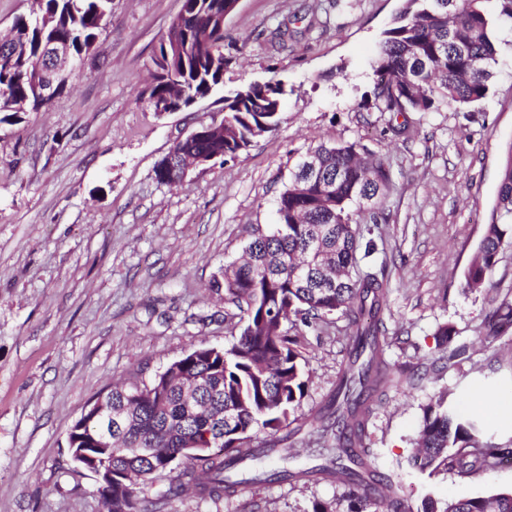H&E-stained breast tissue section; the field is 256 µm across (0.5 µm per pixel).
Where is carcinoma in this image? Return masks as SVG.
<instances>
[{"label":"carcinoma","instance_id":"carcinoma-1","mask_svg":"<svg viewBox=\"0 0 512 512\" xmlns=\"http://www.w3.org/2000/svg\"><path fill=\"white\" fill-rule=\"evenodd\" d=\"M112 0H40L39 14L18 17L11 29L20 46L16 54L0 53V123L15 117L10 102L26 100V109L43 107L37 87L43 49L55 39L70 42L84 55L106 23ZM234 0H182V13L169 32L180 37L178 57H167L164 42L152 57V81L143 100L151 110L168 101L174 89L184 110L224 84L231 58L224 56V13ZM403 0L384 32L374 62L373 96L382 112H433L443 104L470 107L485 98L495 63L491 32L512 27V0ZM285 94L279 81L251 82L224 97V140L199 134L178 141L174 153L206 151L225 164L252 143L274 131ZM363 145H320L313 155L332 177L329 193L296 171L277 201V224L256 235L240 262L224 266V301L234 305L242 323L239 339L229 347L199 346L184 353L144 388L113 387L105 394L112 407L126 409L125 427L112 435V447L89 446L87 427L77 419L68 437L72 460L88 471L112 473L107 512H164L167 500L191 489L201 499L231 497L248 484L278 480H331L347 488L348 512H361L367 500L402 508L395 474L373 466L366 443L373 407L388 391L440 374L458 365L467 346L453 345V329L435 332L437 355L412 370L396 369L385 359L380 318L386 283L375 274L360 275L359 257L376 250L372 229L353 222L350 206H367L372 223L384 212L390 191L389 169L380 158L365 156ZM512 247V143L502 164L497 203L465 273V288L476 290ZM339 313L353 327L346 346L347 364L336 390L324 406L307 418L295 416L308 377L301 364L297 338L288 324L305 325ZM488 338L512 334V302L501 301L487 315ZM202 382L198 408L182 402L180 379ZM331 433L320 443L325 462L312 466H268L286 460L291 442L304 428ZM220 439L218 451L189 450L206 434ZM151 449L143 460L133 446ZM417 451L410 464L431 475L441 471L473 477L486 474L512 458V441L496 443L478 424L458 414L448 394L422 408ZM172 464L177 475L155 498L144 489L159 466ZM417 512H512V494L490 492L440 504L422 500Z\"/></svg>","mask_w":512,"mask_h":512}]
</instances>
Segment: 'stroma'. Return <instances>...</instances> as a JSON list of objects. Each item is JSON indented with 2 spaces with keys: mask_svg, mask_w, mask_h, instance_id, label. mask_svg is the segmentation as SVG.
I'll return each mask as SVG.
<instances>
[{
  "mask_svg": "<svg viewBox=\"0 0 512 512\" xmlns=\"http://www.w3.org/2000/svg\"><path fill=\"white\" fill-rule=\"evenodd\" d=\"M402 0H241L224 21L235 61L224 85L189 109L157 116L140 97L151 57L181 0H112L95 47L66 91L37 112L0 124V512H106L94 475L70 458L82 409L115 384L146 383L201 345L236 341V308L217 294L225 264L276 221L291 173L321 144L357 142L391 171L377 250L360 272L388 282L385 356L416 367L446 324L469 348L458 368L391 389L368 430L375 464L403 473L401 498L417 507L512 491V462L480 477L428 476L409 459L421 409L465 391L496 442L512 416V338L484 339L488 312L512 301V249L485 285L465 272L494 207L503 150L512 143V28L495 29L496 62L476 106L425 114L381 112L372 97L375 50ZM287 89L277 130L237 160L155 178L174 141L224 117V97L253 81ZM306 370L297 412L317 411L336 387L350 334L338 314L292 326ZM336 482L288 480L219 501L185 492L164 512H347Z\"/></svg>",
  "mask_w": 512,
  "mask_h": 512,
  "instance_id": "35a3bbf8",
  "label": "stroma"
}]
</instances>
